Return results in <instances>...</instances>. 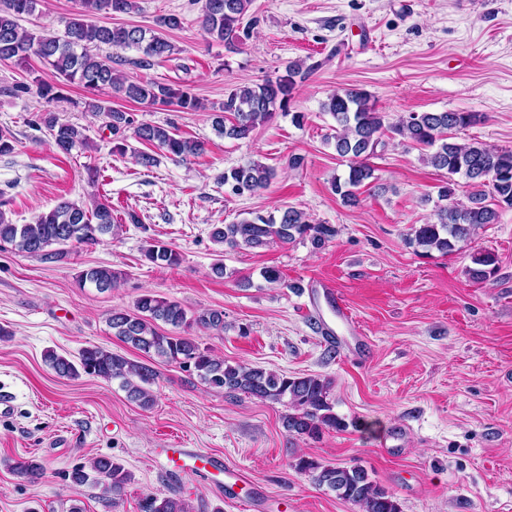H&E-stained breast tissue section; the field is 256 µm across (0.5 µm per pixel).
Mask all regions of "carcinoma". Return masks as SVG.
<instances>
[{
  "label": "carcinoma",
  "mask_w": 512,
  "mask_h": 512,
  "mask_svg": "<svg viewBox=\"0 0 512 512\" xmlns=\"http://www.w3.org/2000/svg\"><path fill=\"white\" fill-rule=\"evenodd\" d=\"M41 0H0V62H9L19 70H29L30 61L38 59L52 75L49 81L33 78L37 94L46 101L60 98L59 87L77 84L90 95L88 107L102 112L109 119L112 135L131 127L134 136L151 144L171 159L184 161L204 150L200 141L184 138L176 133L173 124H135L133 115L114 109L100 98L106 89L126 100L151 107H174L179 112H197L204 109L202 101L187 86L135 79L129 80L114 73L112 60L90 52L93 47L107 45L133 48L140 53L136 65L150 68L175 54V45L165 32L182 28V18L176 14L162 15L156 28L139 26L107 27L91 21L98 14H128L138 9L136 0H78V10L59 23L63 31L35 34L19 24L24 17L37 11ZM253 0H201V27L212 40L224 43L229 49H238L248 36L242 21ZM304 78L302 65L290 64L285 73L268 78L261 84L237 86L224 95L218 107L220 115L214 126L218 134L229 139H245L260 125L271 121L276 112L288 110L298 81ZM322 112L335 123L331 136L338 156L349 158L345 178L336 177L332 190L342 202L354 206L359 201V190L375 180L369 159L384 138L399 139L431 149L426 161L437 170H444L448 179L462 174L469 191L467 202H451L438 207L435 218L411 228L409 241L426 250L443 254L454 251L456 243L471 238L475 232L498 223L500 210L512 209V150L487 146L479 141L460 143L448 137V132L465 128L475 122L471 112H412L389 122L372 96L361 89H336L321 103ZM39 120L49 130L57 149L64 155L74 151L85 152L93 143L84 129L62 122L53 113H45ZM112 153L122 157L131 155L135 162L151 167L155 157L140 152L126 139L113 140ZM275 172L258 160L232 168L221 176L232 194H255L266 188ZM114 224L112 206L107 200H95L84 207L69 200L35 217L31 224H15L6 211L0 209V242L11 244L20 252L36 254L45 247L57 244L94 245L112 235ZM336 236L330 224L314 223L302 211L293 207L278 213H255L249 219L233 224L214 225L211 240L231 250L261 248L278 240L290 243L308 238L322 248ZM144 257L155 265L173 266L180 262V253L172 247L155 242L144 250ZM472 266L466 274L482 283L497 271V256L480 250L471 256ZM123 273L106 267H90L80 271L77 282L91 285L101 292L120 285ZM161 321L174 332H160L156 322ZM112 334L133 348L160 359L178 362L196 372L205 384L224 389L230 396L244 394L264 401L280 402L288 399L293 412L283 418L284 428L299 437L317 439L323 431H343L348 424L333 412L330 400V382L318 375L288 376L259 367L228 365L212 356L190 337L193 328L224 329V313L206 310L191 317L177 302L167 300L145 290L135 300L131 310H114L108 318ZM44 360L63 378L75 379L82 375L105 380L118 379L128 397L142 408L150 409L155 400L148 388L154 379V370L145 364H135L121 355L99 346H89L72 361L53 351ZM294 467L311 474L320 486L336 496L359 506L361 512H402L393 494L379 486L360 466L331 467L301 456ZM20 478L35 481L44 473L42 464L19 459L10 465ZM75 487L94 485L104 493L117 497L131 480L123 464L110 455L101 454L87 464H76L68 473ZM140 512H188V505L173 497L148 495L139 503Z\"/></svg>",
  "instance_id": "cac0c4a2"
}]
</instances>
